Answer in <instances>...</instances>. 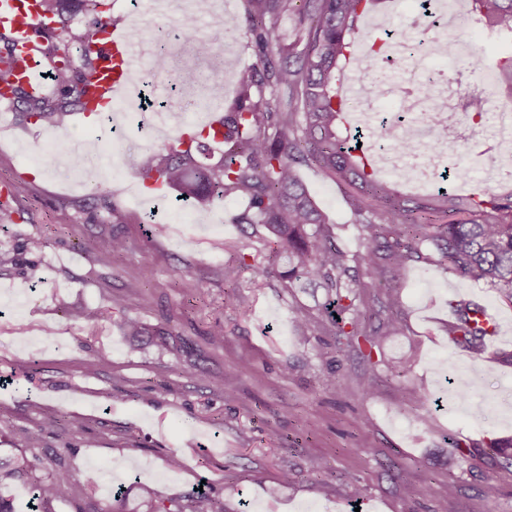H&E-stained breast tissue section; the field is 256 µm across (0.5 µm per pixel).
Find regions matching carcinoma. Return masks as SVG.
<instances>
[{"label":"carcinoma","mask_w":512,"mask_h":512,"mask_svg":"<svg viewBox=\"0 0 512 512\" xmlns=\"http://www.w3.org/2000/svg\"><path fill=\"white\" fill-rule=\"evenodd\" d=\"M104 0H41L49 23L41 31L44 44L36 51L39 66L48 68L59 86L54 97H33L13 87L25 107L27 120L54 125L69 110L84 107L88 78L96 56L86 46L95 40L102 23L94 20L72 36L58 19L66 12H98ZM379 0H247L255 25L251 34L263 62L259 77L246 75L237 98L222 116L220 128L199 129L187 139L161 151L131 154L126 169L144 181L175 188L185 203L205 198L245 199L248 208L235 218L253 234L275 245L273 262L282 265L279 278L288 288L304 282L327 291L323 332L350 342L362 336L351 274L358 267L381 281L395 276L428 243L448 262V269L482 281L512 304V192L485 191L456 202L448 189L435 194L402 195L378 179V170L359 149L360 135L350 133L346 115L358 101L342 87L355 80L361 98L384 96L389 84L373 70L384 51L382 35L363 27ZM473 21L484 25L492 38L512 44V0H469ZM296 12L307 20L297 42L279 47V20ZM0 83H11L12 49L0 35ZM302 49H297V46ZM501 90L512 95V55L497 70ZM224 146L215 164L203 161L209 144ZM316 166L326 177L344 184L355 223L362 225V250L349 254L336 246L334 226L317 209L299 178L298 167ZM239 252L224 267L234 283L242 270L264 279L269 271L249 263ZM454 320L448 339L478 357L484 350L486 329L464 300L450 301ZM364 337V336H362ZM373 345L375 340L364 337ZM57 418L42 421L29 435L28 447H41ZM52 461L42 475L30 459L17 454L0 457V489L23 480L33 488V512H53L55 502L72 495L70 476ZM145 512H224V502L206 494L190 495L175 509L148 501Z\"/></svg>","instance_id":"1"}]
</instances>
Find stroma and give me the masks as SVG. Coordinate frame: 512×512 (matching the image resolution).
<instances>
[{
  "label": "stroma",
  "instance_id": "1",
  "mask_svg": "<svg viewBox=\"0 0 512 512\" xmlns=\"http://www.w3.org/2000/svg\"><path fill=\"white\" fill-rule=\"evenodd\" d=\"M211 10L208 0H186L177 14L149 0H105L101 8L112 26L136 27L139 73L187 132L208 98L175 91L184 73L225 64L224 95L213 104L221 116L242 75L259 64L243 0H224L238 29L222 41L213 37L221 17ZM418 13L417 0L378 12L400 41L422 49L389 69L394 92L371 111L399 113L395 89L413 71L459 85L457 62L431 54L442 28L417 22ZM187 17L196 36L183 41ZM467 43L489 81L498 59L512 54L473 24ZM164 45L169 70L156 77ZM20 111L0 103V250L16 256L0 271V452L23 451L40 463L62 456L74 493L54 512H144V495L182 504L199 487L221 497L224 512H438L443 501L448 512H512V466L488 447L512 438V365L497 359L512 350V306L497 290L423 256L398 274L396 290L361 280L363 330L393 317L401 324L384 343L340 346L320 329L300 332V319L319 318L324 288H286L274 274L257 283L248 271L236 284L224 279L239 249L260 266L271 254L234 222L246 200L195 203V223L181 224L175 189L150 192L124 169L127 155L173 144L172 131L141 127L134 105L112 118L74 111L56 126L23 121ZM61 144L71 150L62 162ZM93 168L101 172L97 187L84 176ZM299 175L334 224L337 246L359 252L362 228L344 187L312 167ZM113 207L126 223L109 222ZM115 236L126 250L98 264ZM134 280L142 287L132 293ZM231 291L241 307L227 304ZM472 298L501 313L505 330L477 358L447 333L449 300ZM74 308L103 318L73 322ZM124 314L138 318L146 336H126ZM218 328L223 345L209 344ZM158 331L170 333L169 345L157 344ZM91 360L98 366L90 374ZM214 373L223 374L224 390L208 385ZM46 415L61 424L41 447H28ZM173 451L176 469L165 464ZM91 472L98 484L89 490ZM490 481L498 486L492 498L484 493Z\"/></svg>",
  "mask_w": 512,
  "mask_h": 512
}]
</instances>
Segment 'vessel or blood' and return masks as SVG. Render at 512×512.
Here are the masks:
<instances>
[{"instance_id":"1","label":"vessel or blood","mask_w":512,"mask_h":512,"mask_svg":"<svg viewBox=\"0 0 512 512\" xmlns=\"http://www.w3.org/2000/svg\"><path fill=\"white\" fill-rule=\"evenodd\" d=\"M40 0H0V32L8 34L16 51L14 85L28 88L39 85L33 56L36 44L35 30L44 25ZM135 35L130 29H117L105 25L100 40L91 47L99 55V68L95 77L96 90L87 104L88 111L112 106L129 89V75L140 65L135 50Z\"/></svg>"}]
</instances>
